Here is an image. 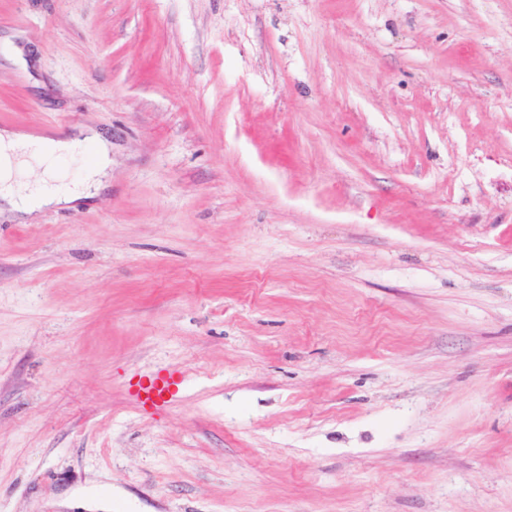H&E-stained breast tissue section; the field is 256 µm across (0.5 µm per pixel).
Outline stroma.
<instances>
[{
	"label": "stroma",
	"instance_id": "obj_1",
	"mask_svg": "<svg viewBox=\"0 0 512 512\" xmlns=\"http://www.w3.org/2000/svg\"><path fill=\"white\" fill-rule=\"evenodd\" d=\"M82 125L111 187L0 217V512H512V0H0V129ZM180 372L157 368L131 385L129 393L140 411L151 416L165 413L183 387Z\"/></svg>",
	"mask_w": 512,
	"mask_h": 512
}]
</instances>
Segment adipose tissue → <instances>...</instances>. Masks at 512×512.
Listing matches in <instances>:
<instances>
[{
	"label": "adipose tissue",
	"mask_w": 512,
	"mask_h": 512,
	"mask_svg": "<svg viewBox=\"0 0 512 512\" xmlns=\"http://www.w3.org/2000/svg\"><path fill=\"white\" fill-rule=\"evenodd\" d=\"M96 146V161L83 185L59 193L49 182L34 186L18 180L21 171L38 166L50 170L54 157L68 152L77 141ZM112 144L90 126L77 127L68 135H35L24 130H0V204L14 220L26 222L45 208H67L89 199L91 189L101 188L112 164Z\"/></svg>",
	"instance_id": "adipose-tissue-1"
}]
</instances>
